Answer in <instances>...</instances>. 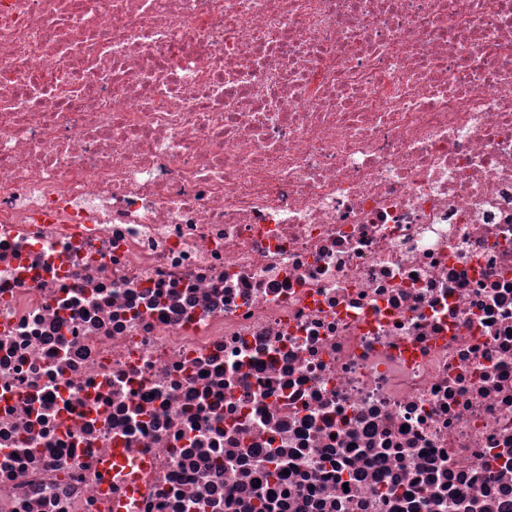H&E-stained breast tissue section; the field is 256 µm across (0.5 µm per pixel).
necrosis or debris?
<instances>
[{"label": "necrosis or debris", "instance_id": "necrosis-or-debris-1", "mask_svg": "<svg viewBox=\"0 0 512 512\" xmlns=\"http://www.w3.org/2000/svg\"><path fill=\"white\" fill-rule=\"evenodd\" d=\"M0 512H512V0H0Z\"/></svg>", "mask_w": 512, "mask_h": 512}]
</instances>
